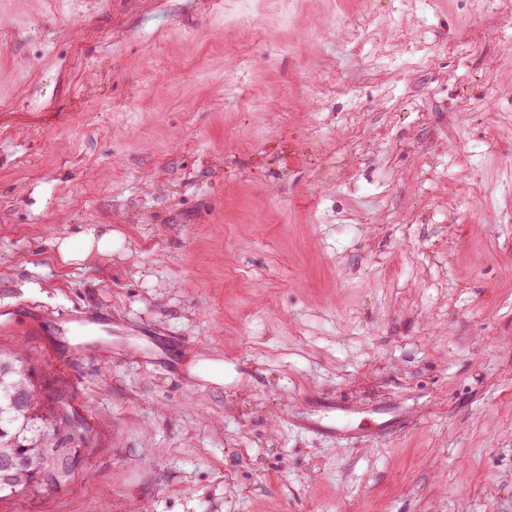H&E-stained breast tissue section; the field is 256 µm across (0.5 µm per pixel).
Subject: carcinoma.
I'll use <instances>...</instances> for the list:
<instances>
[{
    "instance_id": "obj_1",
    "label": "carcinoma",
    "mask_w": 512,
    "mask_h": 512,
    "mask_svg": "<svg viewBox=\"0 0 512 512\" xmlns=\"http://www.w3.org/2000/svg\"><path fill=\"white\" fill-rule=\"evenodd\" d=\"M39 372L21 348L0 353V457L19 456L25 462L9 479L0 471V501L68 476L94 444L88 426L73 423L70 394L47 391Z\"/></svg>"
}]
</instances>
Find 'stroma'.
I'll list each match as a JSON object with an SVG mask.
<instances>
[{"label":"stroma","instance_id":"35a3bbf8","mask_svg":"<svg viewBox=\"0 0 512 512\" xmlns=\"http://www.w3.org/2000/svg\"><path fill=\"white\" fill-rule=\"evenodd\" d=\"M510 54L512 0H0V350L97 438L0 512H512ZM112 238V232L100 234L97 227H88L77 236L61 237L55 234L48 241V245L55 248L57 255L63 263L81 264L96 250L101 253L105 243ZM58 334L72 333L80 336L92 326L103 329L112 328V320L108 315L92 312L82 308H68L58 313L54 319Z\"/></svg>","mask_w":512,"mask_h":512}]
</instances>
